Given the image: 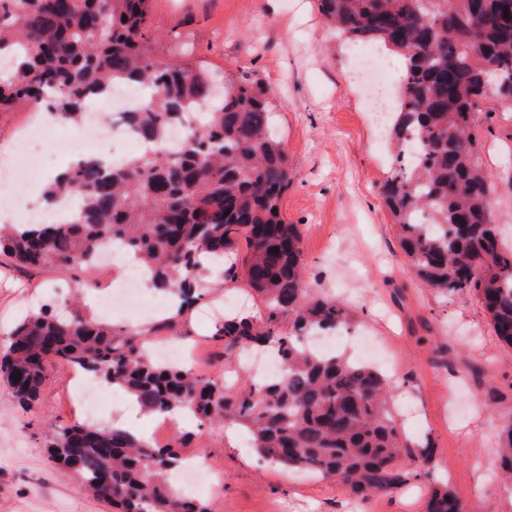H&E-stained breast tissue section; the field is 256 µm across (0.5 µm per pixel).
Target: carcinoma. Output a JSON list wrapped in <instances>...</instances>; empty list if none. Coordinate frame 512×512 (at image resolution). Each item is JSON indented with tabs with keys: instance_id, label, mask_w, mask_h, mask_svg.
<instances>
[{
	"instance_id": "1",
	"label": "carcinoma",
	"mask_w": 512,
	"mask_h": 512,
	"mask_svg": "<svg viewBox=\"0 0 512 512\" xmlns=\"http://www.w3.org/2000/svg\"><path fill=\"white\" fill-rule=\"evenodd\" d=\"M149 0H0V47L22 57L0 64V112L19 101L44 103L59 121L77 122L87 102L117 84L151 91L125 113L146 144L204 106L177 151L141 152L117 166L94 160L67 168L45 190L49 205L71 196L81 208L67 224H22L0 231V254L23 269L85 270L102 245L121 241L153 273L158 290L179 299L158 322L189 343V309L205 296L196 280L206 258L241 257L224 280L242 279L263 318H224L213 339L224 367L246 348L271 347L282 373L233 388L193 365L165 364L136 327H117L74 306L29 313L0 354V383L23 410L40 399L52 363L120 386L152 415L192 413L202 425L246 426L266 460L344 485L367 500L431 479L429 440L411 451L390 404L392 379L342 354L304 348L300 338L346 327L350 310L314 296L298 225L281 217L291 182L288 155L270 130V101L246 75L213 96L205 68L173 64L151 48ZM340 37L383 45L408 60L388 134L396 157L382 186L409 272L444 295L465 294L512 349V245L494 224V178L480 152L481 114L512 95V0H318ZM276 247L278 253L269 249ZM288 317L291 329L281 330ZM51 459L113 512H212L178 494L168 476L188 457L123 428L63 426L47 443ZM512 479V424L498 448ZM425 512H473L448 486H431Z\"/></svg>"
}]
</instances>
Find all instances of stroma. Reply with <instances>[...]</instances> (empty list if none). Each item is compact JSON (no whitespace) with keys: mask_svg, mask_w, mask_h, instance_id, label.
<instances>
[{"mask_svg":"<svg viewBox=\"0 0 512 512\" xmlns=\"http://www.w3.org/2000/svg\"><path fill=\"white\" fill-rule=\"evenodd\" d=\"M150 24L164 60L203 65L218 84L246 74L267 87L293 169L281 213L301 231L311 291L354 317L347 354L359 358L361 333L385 344L394 411L408 438L434 444L433 475L476 512H512L495 454L512 421V359L475 300L414 281L381 196L391 159L377 115L398 95L399 56L337 38L317 0H150ZM481 144L495 178L493 220L512 226V109L484 118ZM64 278L1 258L0 340L32 305L53 304ZM71 376L51 367L27 412L0 387V512H110L48 458L46 439L82 418ZM171 438L221 476L214 491L200 476L195 491L213 512H423L425 483L356 501L335 481L263 460L235 422L200 426L186 414Z\"/></svg>","mask_w":512,"mask_h":512,"instance_id":"stroma-1","label":"stroma"}]
</instances>
